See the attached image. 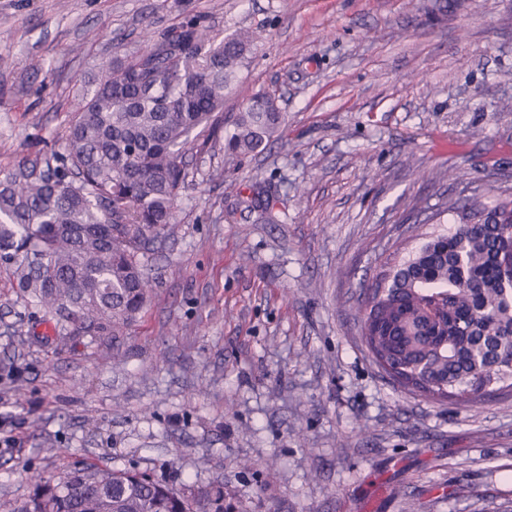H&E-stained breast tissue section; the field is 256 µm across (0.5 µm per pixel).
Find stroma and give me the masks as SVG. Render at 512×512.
Returning <instances> with one entry per match:
<instances>
[{"instance_id": "stroma-1", "label": "stroma", "mask_w": 512, "mask_h": 512, "mask_svg": "<svg viewBox=\"0 0 512 512\" xmlns=\"http://www.w3.org/2000/svg\"><path fill=\"white\" fill-rule=\"evenodd\" d=\"M198 18L255 31L225 114L275 94L242 161L193 133L145 309L73 336L0 265V512L82 463L222 481L243 512H504L512 392L401 391L360 337L363 285L512 184V0H0V175L45 163L84 79ZM275 193L276 221L247 207Z\"/></svg>"}]
</instances>
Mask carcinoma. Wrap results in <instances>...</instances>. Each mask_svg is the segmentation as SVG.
I'll return each mask as SVG.
<instances>
[{
    "label": "carcinoma",
    "mask_w": 512,
    "mask_h": 512,
    "mask_svg": "<svg viewBox=\"0 0 512 512\" xmlns=\"http://www.w3.org/2000/svg\"><path fill=\"white\" fill-rule=\"evenodd\" d=\"M256 37L220 40L188 20L85 82L62 151L39 170L21 162L0 178V263L33 303L71 335L123 336L150 293L142 258L166 237L187 182L198 128H216ZM274 95L250 98L225 127L238 159L280 132ZM448 233L427 236L366 289L358 307L372 361L403 390L475 401L512 390V198L467 207ZM23 512H234L224 482L176 487L145 472L84 464L33 474Z\"/></svg>",
    "instance_id": "1"
}]
</instances>
